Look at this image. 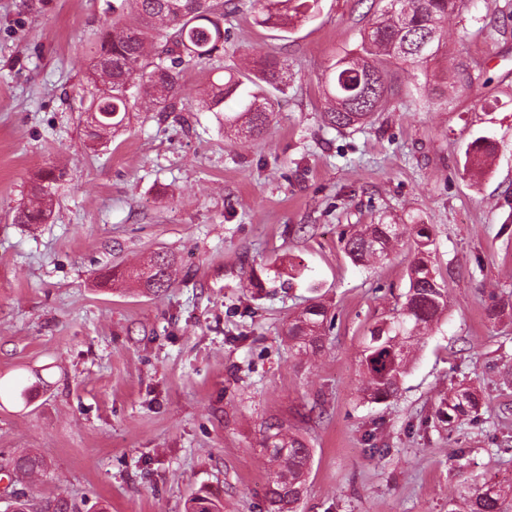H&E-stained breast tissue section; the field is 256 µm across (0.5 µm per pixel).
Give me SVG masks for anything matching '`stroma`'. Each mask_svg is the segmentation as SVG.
<instances>
[{
    "instance_id": "1",
    "label": "stroma",
    "mask_w": 512,
    "mask_h": 512,
    "mask_svg": "<svg viewBox=\"0 0 512 512\" xmlns=\"http://www.w3.org/2000/svg\"><path fill=\"white\" fill-rule=\"evenodd\" d=\"M381 0H319L284 33L244 11L224 26L222 66L184 70L194 103L211 79L277 57L288 72L269 133L231 139L214 113H134L107 151L83 143L91 43L106 0H0V460L41 454L46 474L0 482L80 512H186L205 487L224 512H265L277 418L312 450L298 512H456L471 484L512 472V0H465L434 57L389 67L373 124L325 126L324 62L355 50ZM468 89H451L456 65ZM496 141L487 172L473 139ZM64 177L51 218L18 224L30 177ZM433 227L448 314L421 340L396 399L357 396L360 351L408 286L410 240L362 266L360 225ZM173 255L161 296L103 282L111 266ZM255 277L260 287H246ZM328 308L324 350L299 360L285 331L308 300ZM477 417L436 418L451 385ZM496 144L486 137H478L468 145L466 150L468 161L479 171L485 170L487 158L494 153Z\"/></svg>"
}]
</instances>
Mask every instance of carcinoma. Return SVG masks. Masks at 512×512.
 <instances>
[{
	"label": "carcinoma",
	"mask_w": 512,
	"mask_h": 512,
	"mask_svg": "<svg viewBox=\"0 0 512 512\" xmlns=\"http://www.w3.org/2000/svg\"><path fill=\"white\" fill-rule=\"evenodd\" d=\"M391 10L381 14L361 36L360 53H347L324 66L322 83L327 107L324 122L331 128L361 127L377 111L391 87L385 67L392 60L411 71L434 56L448 18L459 12L463 0H390ZM317 0H260L259 23L277 29L301 25L313 17ZM245 0H112L87 68L91 86L85 126L86 146L102 147L109 134L126 126L134 102L143 100L147 112H213L227 134L258 138L268 129L274 109L271 98L286 85L284 67L265 62L256 69L255 89L243 87L230 72L187 106L178 97L182 71L206 64L224 52V20L244 10ZM429 40L428 55L418 42ZM158 45L154 53L146 45ZM242 102L239 112L224 111L226 100ZM496 144L478 137L468 145L467 158L480 172ZM62 174L44 169L31 177L30 203L15 215L19 224H44L55 207L54 186ZM413 241L414 258L408 266L409 287L397 316L376 322L362 349L361 400L386 402L397 397L422 337L448 312V285L432 261L429 224H367L344 242L354 262L372 264L388 257L404 234ZM177 261L168 253L152 255L146 266L126 277L144 291L165 292L176 281ZM327 308L313 301L288 323L287 336L301 359H311L323 347ZM481 405L476 389L460 385L448 391L438 410L449 425L475 414ZM262 448L277 462L264 491L271 512H296L311 468V449L305 439L280 422L261 425ZM29 476L45 471L46 461L32 453L0 464V469ZM465 512H512V478H492L469 487ZM189 512H224V503L205 489L189 499Z\"/></svg>",
	"instance_id": "1"
}]
</instances>
